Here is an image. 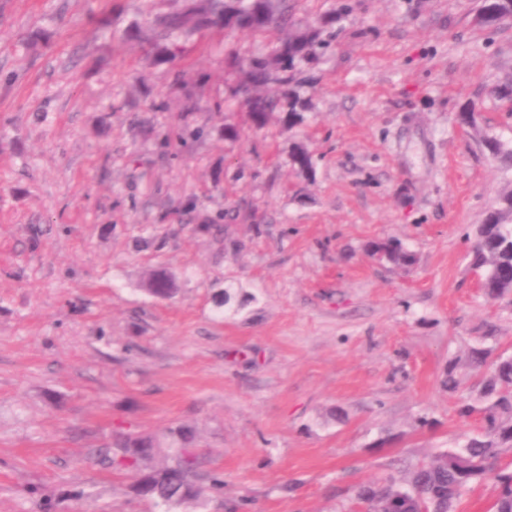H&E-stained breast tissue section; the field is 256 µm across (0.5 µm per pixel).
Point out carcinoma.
Wrapping results in <instances>:
<instances>
[{
    "mask_svg": "<svg viewBox=\"0 0 512 512\" xmlns=\"http://www.w3.org/2000/svg\"><path fill=\"white\" fill-rule=\"evenodd\" d=\"M290 0H198L186 9L155 18L156 33L147 52L153 62L174 61L181 48L179 40L218 27L230 32L264 36L290 21ZM349 6L322 15L314 24H306L277 40L266 54L247 60L233 50L228 58L241 75L239 101L248 110L251 129L265 130L281 107L277 92H265L271 83L287 85L296 71L313 63L327 48L332 29L340 22ZM512 18V0H481L476 24L496 28ZM288 127L304 122L306 98L295 87L288 89ZM493 156L512 164V142L495 136L483 139ZM291 164L303 172H312L315 161L311 153L299 145L291 154ZM503 206L490 213L476 229L470 249V265L479 275L482 291L490 300L512 296V192L503 198ZM369 253L378 254L386 263L410 269L416 255L396 238L372 241ZM147 291L160 299L174 294L172 279L162 270L152 271L146 279ZM475 368L487 367L482 397L485 405H463L458 413L464 418L478 416V426L453 448L435 453L419 462L406 477L398 481L388 477L377 486H364L357 493L359 512H458L465 493L498 470V497L491 512H512V466L500 465L503 448H512V354L492 357L489 348H475L469 359ZM171 440L140 434H121L112 438V447L100 448V461L115 469L136 471L133 488L136 493L156 503L180 504L175 498L181 488L193 500L192 482L196 477V456L190 442L179 431L170 432ZM167 449L169 462L153 464L155 455Z\"/></svg>",
    "mask_w": 512,
    "mask_h": 512,
    "instance_id": "obj_1",
    "label": "carcinoma"
}]
</instances>
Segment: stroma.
Listing matches in <instances>:
<instances>
[{
    "mask_svg": "<svg viewBox=\"0 0 512 512\" xmlns=\"http://www.w3.org/2000/svg\"><path fill=\"white\" fill-rule=\"evenodd\" d=\"M183 3L0 0V512L37 494L50 512H356L361 486L475 428L469 348L512 353V301L469 267L512 191L478 137L512 141L491 94L512 22L476 26L479 0H293L304 21L350 10L305 123L254 133L226 53L271 40L215 28L145 62L135 25ZM389 236L411 270L367 254ZM153 269L172 298L147 292ZM179 427L224 482L198 504L87 460L114 432Z\"/></svg>",
    "mask_w": 512,
    "mask_h": 512,
    "instance_id": "stroma-1",
    "label": "stroma"
}]
</instances>
